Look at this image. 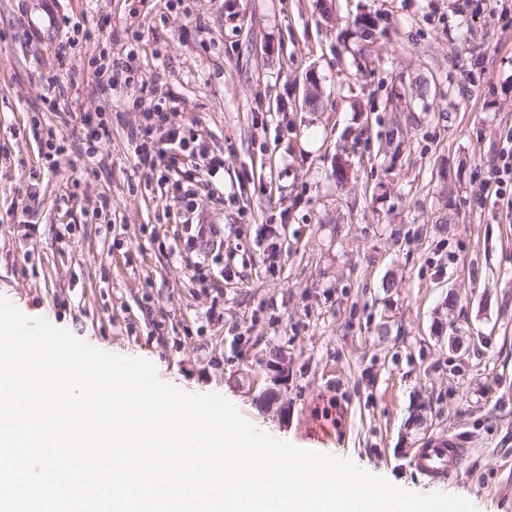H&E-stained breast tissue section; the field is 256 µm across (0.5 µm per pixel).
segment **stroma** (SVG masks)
Returning a JSON list of instances; mask_svg holds the SVG:
<instances>
[{"mask_svg": "<svg viewBox=\"0 0 512 512\" xmlns=\"http://www.w3.org/2000/svg\"><path fill=\"white\" fill-rule=\"evenodd\" d=\"M25 2L0 0V295L275 438L512 512V212L477 197L512 132V23L476 0H61L39 45ZM157 106L224 163L206 272L134 155ZM451 436L468 458L431 481L413 459Z\"/></svg>", "mask_w": 512, "mask_h": 512, "instance_id": "1", "label": "stroma"}]
</instances>
